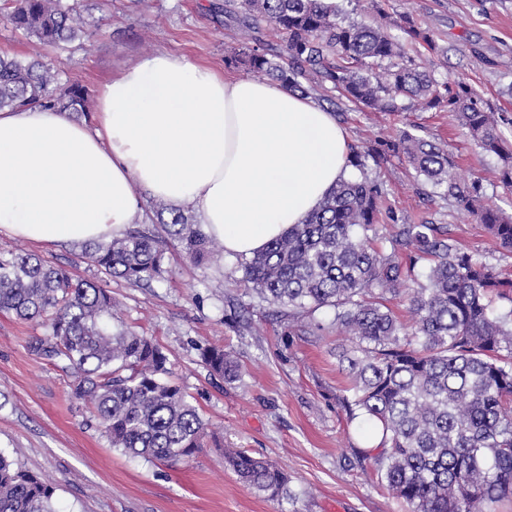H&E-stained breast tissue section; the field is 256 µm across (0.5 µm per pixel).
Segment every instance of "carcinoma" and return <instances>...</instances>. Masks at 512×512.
Masks as SVG:
<instances>
[{"label": "carcinoma", "instance_id": "cac0c4a2", "mask_svg": "<svg viewBox=\"0 0 512 512\" xmlns=\"http://www.w3.org/2000/svg\"><path fill=\"white\" fill-rule=\"evenodd\" d=\"M4 18L41 44L64 49L83 38L85 22L66 0H4ZM248 43L225 58L229 67L275 81L318 101L336 92L356 108L395 114L447 112L476 146L501 160L499 180L512 189V141L488 101L467 83L440 80L410 51L429 34L402 17L400 39L371 23L345 18L336 0H224ZM274 26L281 50L262 31ZM61 70L39 60L0 56V109L38 106L83 115L88 90L60 84ZM402 157L424 183L485 225L500 248L512 252V215L485 200L477 180L460 178L448 152L406 130L349 146L356 170L340 181L302 224L250 258L243 281L292 324L321 308L333 312L341 337L336 356L346 374L338 402L362 437L379 439L376 453L361 449L382 483L407 512H494L512 499V279L461 250L438 224H402L392 251L372 246L387 189L370 175ZM162 232L134 231L83 246L109 278L158 280L170 240L200 261L209 240L170 210ZM405 249L429 261L424 281L408 288L415 266L399 261ZM406 303V323L388 305ZM112 295L102 282L79 280L35 255L0 250V311L21 320L45 319L50 336L30 346L72 371L75 399L94 411L112 447L149 462L176 463L203 447L207 424L170 379L167 355L131 329L112 331ZM201 360L213 375L241 379L239 364L221 347ZM239 479L266 498L296 505L290 478L272 463L244 452L228 456ZM55 488L0 451V512H57Z\"/></svg>", "mask_w": 512, "mask_h": 512}]
</instances>
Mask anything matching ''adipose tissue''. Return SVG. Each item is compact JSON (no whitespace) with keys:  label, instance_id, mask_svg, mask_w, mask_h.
<instances>
[{"label":"adipose tissue","instance_id":"obj_1","mask_svg":"<svg viewBox=\"0 0 512 512\" xmlns=\"http://www.w3.org/2000/svg\"><path fill=\"white\" fill-rule=\"evenodd\" d=\"M348 153L310 99L160 51L100 85L93 124L0 110V230L55 245L119 236L144 191L249 256L349 177Z\"/></svg>","mask_w":512,"mask_h":512}]
</instances>
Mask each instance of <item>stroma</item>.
<instances>
[{
    "instance_id": "1",
    "label": "stroma",
    "mask_w": 512,
    "mask_h": 512,
    "mask_svg": "<svg viewBox=\"0 0 512 512\" xmlns=\"http://www.w3.org/2000/svg\"><path fill=\"white\" fill-rule=\"evenodd\" d=\"M86 36L54 51L15 31L0 18V55L38 58L57 66L62 80L88 91L112 72L137 65L164 49L238 76L224 57L243 40L224 17V0H79ZM354 20L395 31L402 16L429 31L436 48L421 50L419 63L436 75L475 87L501 117L512 119V0H343ZM337 121L350 143L413 127L447 150L456 172L479 180L486 198L512 213V190L498 180L500 161L483 154L467 130L444 112L377 117L337 100ZM388 202L399 217L447 227L463 250L512 274V254L472 217L440 196L419 195L421 180L402 159L378 169ZM35 254L80 279H100L82 258L81 243L35 244L0 233V249ZM161 281L109 280L119 305L113 328L145 332L170 359L174 381L208 425L204 448L175 463H150L112 447L88 407L71 394V378L57 361L31 352L47 336L39 321L0 312V450L23 469L49 480L61 512H280L256 494L224 462L228 449L275 463L298 492L299 512H404L371 466L354 451L364 441L338 403L346 376L336 359L330 310L315 321L322 330H289L274 306L259 301L242 281L239 256L216 246L195 262L171 243ZM219 346L244 376L211 375L200 351Z\"/></svg>"
}]
</instances>
